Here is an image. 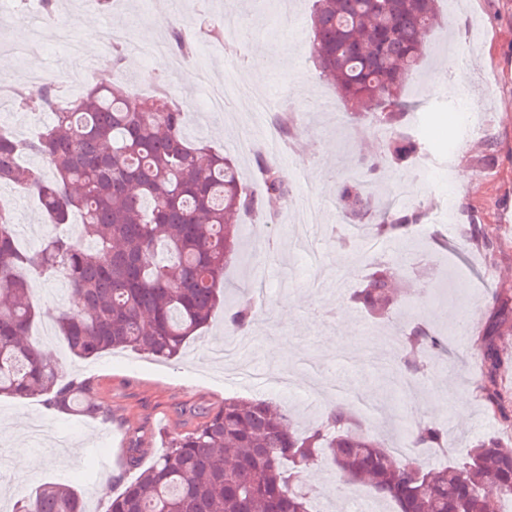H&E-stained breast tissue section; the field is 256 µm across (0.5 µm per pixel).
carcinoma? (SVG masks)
<instances>
[{
	"label": "carcinoma",
	"mask_w": 512,
	"mask_h": 512,
	"mask_svg": "<svg viewBox=\"0 0 512 512\" xmlns=\"http://www.w3.org/2000/svg\"><path fill=\"white\" fill-rule=\"evenodd\" d=\"M437 0H315L311 15V59L341 100L375 103L377 111L348 112L352 121L390 131L380 154L356 160V173L340 185L337 203L349 222L377 236L406 237L426 216L421 205L393 206L376 192L374 176L401 167L421 153L406 135L402 92L419 68L424 39L440 23ZM170 48L195 51L196 32L169 26ZM150 97L130 95L122 82L88 87L75 98L58 83L38 98L20 88L15 108L54 113L53 121L27 143L0 132V182L33 192L53 224L81 214V233L57 234L37 252L22 250L10 212L0 209V395L44 397L46 409L99 416L89 381L68 378L65 366L29 339L37 317L30 301L32 268L67 281L69 305L56 316L70 353L88 359L129 349L158 359L178 357L200 336L220 304L224 269L235 259L241 215L268 218L265 201L284 203L292 187L278 163L257 153L263 193L241 184L237 167L219 150L184 134L186 109L163 73ZM281 137L298 133L293 112L277 121ZM27 152L45 161L52 175L19 162ZM461 237L494 250L483 224H466ZM364 282L350 301L370 316H386L398 305L393 292L398 267L362 254ZM480 346L490 386L487 408L512 427V394L498 383L502 356L499 327L512 316L505 303ZM251 299L229 305L230 333L255 322ZM445 350V339L421 322L403 332L395 364L408 376L421 367L425 351ZM410 447L443 448L444 427L426 423L406 438ZM329 455L343 480L360 482L371 495L390 500L396 512H500L512 497V449L487 435L467 446L465 458L430 469L417 454L400 459L363 432L349 404L332 406L319 424L299 433L288 413L265 400L224 399V406L190 431L170 439L153 463L125 485L108 512H314L308 492L284 479L282 467L298 478L302 466ZM13 512H86L82 496L64 484L42 487L19 499Z\"/></svg>",
	"instance_id": "cac0c4a2"
}]
</instances>
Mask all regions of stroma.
<instances>
[{
    "label": "stroma",
    "mask_w": 512,
    "mask_h": 512,
    "mask_svg": "<svg viewBox=\"0 0 512 512\" xmlns=\"http://www.w3.org/2000/svg\"><path fill=\"white\" fill-rule=\"evenodd\" d=\"M445 22L428 39L419 77L407 84L411 105L405 130L423 147L420 162L386 171L380 182L383 196L405 194L429 212L457 203L454 223L417 225L408 238L413 250L402 262L411 288L394 313L375 319L335 296L332 285L363 284L356 254L337 245L338 236H351L336 207V187L352 174L360 154L378 151L370 133L353 136L336 110L335 89L320 78L310 61V14L313 0H113L101 9L98 0H55L54 20L43 14L20 17L0 12V39L13 51L0 50V80L35 71L55 78L69 64V42L81 44L83 56L95 69L108 65L110 28L128 26L133 43L125 50L120 76L136 96L150 95L149 77L157 67L140 54L141 46L168 41L167 23L199 12L234 16L236 27L248 31L244 47L234 36L216 40L201 34L195 55L214 83L244 84L253 96L238 99L232 110L189 114L191 139L212 142L234 158L245 188L261 193L254 154L239 152L241 115H250L251 135L261 140L268 132L264 111L277 114L302 107L305 115L298 135L283 146L284 155L297 158L300 168L289 182L311 186L322 230L321 266L309 269L289 230L298 216L279 206L283 228L254 219L242 225V246L225 274L224 288L232 293L263 278L269 292L266 308L252 330L258 341L248 353L267 369L266 379L225 381L209 350L224 341V314L216 312L200 337L188 342L182 359L161 361L125 350L91 359L64 354L71 377L90 381L106 395V416L95 419L45 409L41 399L0 397V512H12L18 497L33 495L40 486L62 483L84 497L88 512H108L121 480L132 473L122 457L132 440L147 447L143 464L164 448L170 435L185 432L206 413L222 407L225 398L269 399L283 370L300 371L303 356L316 358L318 383L336 378L386 408L390 431L407 436L417 426L436 420L448 434V447L423 449L427 466L447 458H462L468 440L500 435L512 448V430H505L481 396L484 375L476 348L494 322L499 300L512 297V0H438ZM465 46L463 76L469 95L486 118L482 135L465 138L456 161L448 159V116L461 101L441 79L448 51ZM267 66L257 71L255 58ZM289 66H282V58ZM9 199L14 230L28 250H36L54 228L39 205L12 185L0 184ZM477 221L493 227L498 248L489 252L466 242L460 225ZM428 323L448 338V349L429 355L423 370L411 374L413 393L398 391L381 370L394 328L416 321ZM40 459L37 470L22 469L23 457ZM67 466H60V458ZM302 480L318 512L334 507L345 512L356 484L343 482L326 458L311 462Z\"/></svg>",
    "instance_id": "35a3bbf8"
}]
</instances>
